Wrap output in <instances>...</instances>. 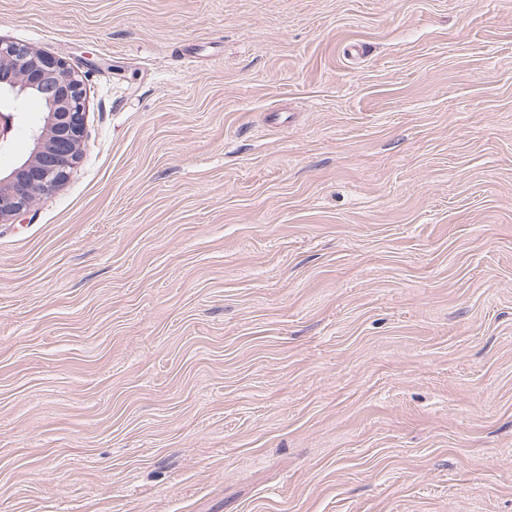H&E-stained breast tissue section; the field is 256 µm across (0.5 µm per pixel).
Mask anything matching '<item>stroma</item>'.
<instances>
[{
  "mask_svg": "<svg viewBox=\"0 0 512 512\" xmlns=\"http://www.w3.org/2000/svg\"><path fill=\"white\" fill-rule=\"evenodd\" d=\"M82 73L0 223V512H512V0H0Z\"/></svg>",
  "mask_w": 512,
  "mask_h": 512,
  "instance_id": "1",
  "label": "stroma"
}]
</instances>
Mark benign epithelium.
I'll list each match as a JSON object with an SVG mask.
<instances>
[{"label":"benign epithelium","instance_id":"obj_1","mask_svg":"<svg viewBox=\"0 0 512 512\" xmlns=\"http://www.w3.org/2000/svg\"><path fill=\"white\" fill-rule=\"evenodd\" d=\"M44 103L36 122L24 125V99ZM85 120L81 75L65 62L32 47L0 39V151L25 126L29 155L0 173V223L15 220L36 198L60 185L79 159Z\"/></svg>","mask_w":512,"mask_h":512}]
</instances>
